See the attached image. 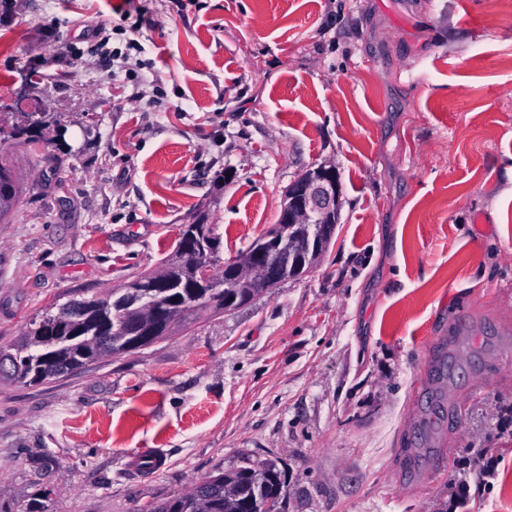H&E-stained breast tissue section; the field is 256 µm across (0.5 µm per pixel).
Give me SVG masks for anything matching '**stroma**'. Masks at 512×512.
Masks as SVG:
<instances>
[{"instance_id": "obj_1", "label": "stroma", "mask_w": 512, "mask_h": 512, "mask_svg": "<svg viewBox=\"0 0 512 512\" xmlns=\"http://www.w3.org/2000/svg\"><path fill=\"white\" fill-rule=\"evenodd\" d=\"M136 80L55 52L127 0H0V349L69 292L156 269L206 218L220 260L330 165L308 272L133 354L0 380V499L148 512L241 457L286 512H512V8L500 0H140ZM44 76L30 84L34 61ZM63 133L64 150L48 143ZM494 475L458 494L454 461ZM21 114V119L16 125H14L8 132H5L4 129L0 126V139H5V134H7V137L10 138H21L23 136H26L25 139L28 140L30 143H34L35 141H38L39 138H41L42 130H44L46 124L43 120L42 116L36 117L37 112L27 113V112H19ZM36 114V115H35ZM18 187L9 162L0 159V218L12 210L18 197Z\"/></svg>"}]
</instances>
